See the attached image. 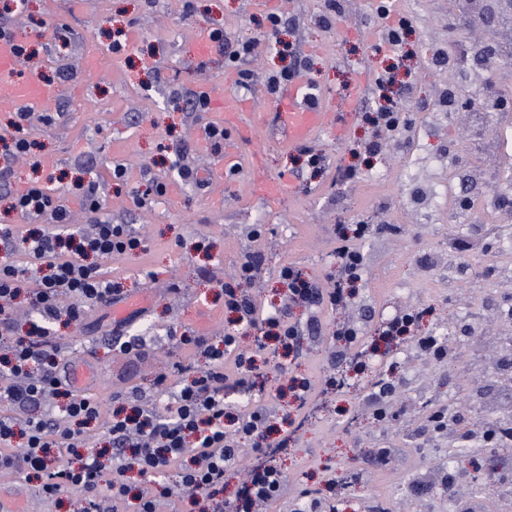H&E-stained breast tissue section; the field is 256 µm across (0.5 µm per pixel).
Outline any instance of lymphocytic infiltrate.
Here are the masks:
<instances>
[{
  "mask_svg": "<svg viewBox=\"0 0 512 512\" xmlns=\"http://www.w3.org/2000/svg\"><path fill=\"white\" fill-rule=\"evenodd\" d=\"M267 21L260 42L232 43L225 40L223 30L210 33L225 64L237 68L240 88H249L253 80L245 66L247 59L260 43L278 41L288 18L272 13ZM29 122V113H15L10 121L11 138L0 141V190L8 192L12 210L26 223L47 226L46 231L25 235L18 225L0 224V242L19 245L27 264L37 269L31 276L27 265L0 264V347L9 351L8 356L0 357V399L25 411L18 418H0V472L35 475L40 496L49 500L64 493L78 494L84 502L83 512H119L128 494L124 475L133 469L153 478L177 473L175 484L163 487L162 492L185 499L189 512H240L244 505L278 500L283 475L274 456L288 440L272 438L269 408L258 406L244 412L227 406L224 391L252 393L256 378L253 357L267 352L268 340L299 352L305 328L290 319V308L346 305L364 275L366 259L359 243L376 232V225H335L337 273L329 286H320L294 265L282 266L279 278L287 286L284 304L270 311L263 310L248 289L260 272V257L245 253L234 277L217 283L234 329L225 330L218 346L208 344L202 336L183 334L178 339L179 344L203 349L206 356L192 379L173 386L166 377H159L155 387L168 398L162 408L143 402L134 391L113 394V401L130 404L133 412L107 422L112 455L107 465L102 451L79 452L84 440L78 428L99 420L101 406L77 391L65 376L67 363L51 327L63 317L81 323L89 308L120 301L122 289L102 275L99 262L143 251L144 238L134 225L113 222L96 184H89L83 196L87 222L75 236L62 234V227L71 222L70 211L42 182L11 190L15 163L30 155L36 145ZM22 294L32 315L26 335L19 337L10 313ZM243 328L262 334L264 341L255 352L242 348L239 331ZM49 393L66 397L62 412L67 426H59L49 414L40 412ZM245 441L250 443L256 463L245 474L244 503L239 506L223 497L224 472L236 462Z\"/></svg>",
  "mask_w": 512,
  "mask_h": 512,
  "instance_id": "1",
  "label": "lymphocytic infiltrate"
}]
</instances>
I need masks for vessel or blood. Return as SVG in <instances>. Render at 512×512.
Listing matches in <instances>:
<instances>
[{"label": "vessel or blood", "instance_id": "obj_1", "mask_svg": "<svg viewBox=\"0 0 512 512\" xmlns=\"http://www.w3.org/2000/svg\"><path fill=\"white\" fill-rule=\"evenodd\" d=\"M191 41L192 53L197 61H206L216 52L205 28H195ZM20 68L21 59L14 41L0 38V101L9 102L19 110L31 107L52 109L58 97L57 88L33 74L21 76ZM309 88L306 75H297L271 102L275 130L281 145L287 149L310 144L324 134L339 140L346 135V119L341 113L332 112L325 102L311 100ZM205 91L214 106L215 120L228 128L237 126L249 104L234 90L232 79L208 83ZM243 190L247 194L274 201L282 198L285 185L271 177L251 178L244 183Z\"/></svg>", "mask_w": 512, "mask_h": 512}]
</instances>
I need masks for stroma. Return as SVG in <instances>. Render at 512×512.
I'll list each match as a JSON object with an SVG mask.
<instances>
[{"label":"stroma","mask_w":512,"mask_h":512,"mask_svg":"<svg viewBox=\"0 0 512 512\" xmlns=\"http://www.w3.org/2000/svg\"><path fill=\"white\" fill-rule=\"evenodd\" d=\"M192 11H185V2ZM379 0H341L329 11L325 0H277L275 12L294 24L281 38L309 58L307 74L316 92L325 94L334 111L349 106L348 95L361 76L376 78L390 62L378 36ZM455 0H403L393 17L411 24L406 55L389 101L407 117L399 135L385 141L375 157L356 149L371 137L363 118L367 104L349 126L345 141L323 135L316 142L328 164L315 174L296 152L269 137L250 135L253 113L228 130L239 158L226 160L223 145L199 139L195 130L210 114L193 120L180 112L171 94L197 90L202 79H224L222 55L203 66L188 56L186 34L194 26L223 29L226 38L248 41L263 35V11L248 0H27L28 22L14 30L35 56L25 73L52 74L59 65L73 69L51 125L32 130L40 157L52 167L34 170L32 161H17L12 190L28 179L48 180L73 215L86 223L75 178L97 181L114 222L135 224L147 250L132 258L101 260L105 278L138 290L147 299L144 314L126 333L146 337L141 356H121L112 349L110 309L92 308L80 325L56 328L62 346L78 344V364L94 372L89 396L112 412V393L135 388L146 399L155 395L154 380L170 372L172 383L188 380L201 365L197 351L176 348L172 332L210 337L224 333V299L201 276L202 269L230 276L246 251L261 256L256 283L264 304H280L284 290L278 278L292 263L315 280L336 272L333 227L366 222L379 230L362 245L364 281L347 308L293 309V319L316 321L319 331L302 340V355L284 359V372L271 371L248 395L227 393L241 410L263 404L273 411L280 431L296 417L290 378L319 379L332 367H343L347 349L332 336L336 322H355L371 338L382 320L416 309L424 316L415 341L376 356L360 380L342 392L320 394L307 410L304 426L286 450L276 456L284 475L280 500L267 512H295L301 490H319L336 512H512V446L489 445L481 431L488 422L512 419V261L493 263L502 244L512 243V146L502 140L512 129V64L481 74L479 49L512 40V25L502 19L477 23L460 17ZM65 25L70 42L60 45L41 21ZM138 29L135 42L112 48L116 28ZM448 54L449 63L437 60ZM290 57L258 48L248 63L254 73L243 98L269 101L264 85L268 71ZM161 79L153 81L151 69ZM139 121H132L134 111ZM192 150L190 162L209 169L224 164V190L184 183L172 163L181 143ZM127 168L129 186H139L146 165L166 184L164 196L147 208L116 196L112 167ZM356 166L359 178L341 180L337 166ZM288 181L277 203L242 192L255 174ZM452 181V202L439 196ZM265 228L261 241L249 240L248 225ZM433 336L448 351L438 359L422 352L416 340ZM182 371H174V363ZM389 379L394 387L386 420L374 415V384ZM450 412L452 433L436 432L433 411ZM390 449L386 466L377 451Z\"/></svg>","instance_id":"1"}]
</instances>
